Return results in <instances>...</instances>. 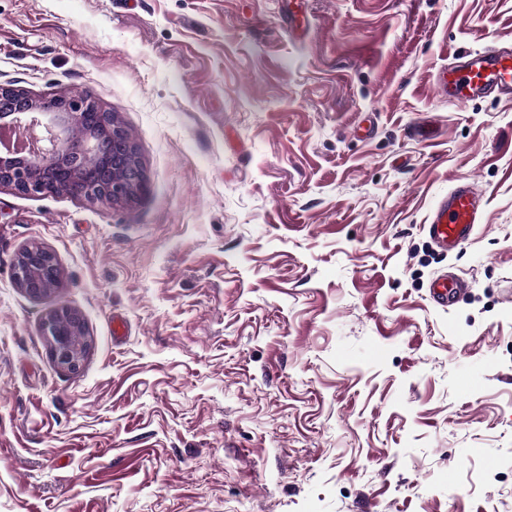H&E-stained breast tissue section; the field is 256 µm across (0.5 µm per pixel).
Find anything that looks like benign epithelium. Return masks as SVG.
I'll return each mask as SVG.
<instances>
[{"instance_id": "7a95c632", "label": "benign epithelium", "mask_w": 512, "mask_h": 512, "mask_svg": "<svg viewBox=\"0 0 512 512\" xmlns=\"http://www.w3.org/2000/svg\"><path fill=\"white\" fill-rule=\"evenodd\" d=\"M11 129L29 133L27 156H0V185L22 195H44L52 190L90 201L122 203L133 200L145 187L142 168L124 160L135 153L126 129L86 95L33 98L14 87L0 86V120ZM85 129L73 140V130ZM18 288L33 299L48 295L59 281L60 267L49 250L31 245L13 263ZM43 335L56 364L77 371L90 342L79 313L69 307L51 312L42 323Z\"/></svg>"}]
</instances>
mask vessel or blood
Returning a JSON list of instances; mask_svg holds the SVG:
<instances>
[{
    "mask_svg": "<svg viewBox=\"0 0 512 512\" xmlns=\"http://www.w3.org/2000/svg\"><path fill=\"white\" fill-rule=\"evenodd\" d=\"M488 47L469 53L463 62L440 68L433 83L441 97L449 102H468L495 96L512 98V53L498 49L499 35L488 37ZM484 200L468 179H456L448 193L438 199L423 229L441 251H449L466 243L476 226L483 221ZM465 280L440 275L429 284L432 302L448 308L466 288Z\"/></svg>",
    "mask_w": 512,
    "mask_h": 512,
    "instance_id": "obj_1",
    "label": "vessel or blood"
}]
</instances>
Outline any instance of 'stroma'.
I'll return each instance as SVG.
<instances>
[{
  "instance_id": "35a3bbf8",
  "label": "stroma",
  "mask_w": 512,
  "mask_h": 512,
  "mask_svg": "<svg viewBox=\"0 0 512 512\" xmlns=\"http://www.w3.org/2000/svg\"><path fill=\"white\" fill-rule=\"evenodd\" d=\"M298 3L300 36L283 0H0V85L90 93L146 179L0 186V512H512V100L433 84L512 0ZM462 176L484 222L442 254L422 226ZM443 271L470 284L445 309ZM12 275L18 288L33 299L48 295L59 281L55 255L39 245L23 248L13 263ZM42 331L56 364L69 372L77 371L90 347L79 313L69 307L58 308L44 319Z\"/></svg>"
}]
</instances>
